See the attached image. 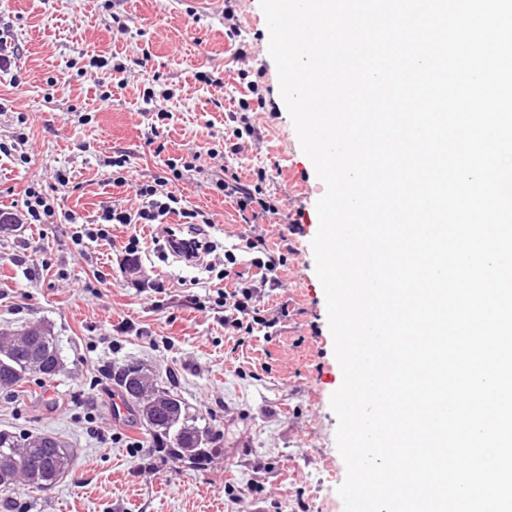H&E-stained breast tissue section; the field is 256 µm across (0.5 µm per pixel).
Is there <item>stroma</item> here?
Segmentation results:
<instances>
[{
  "label": "stroma",
  "mask_w": 512,
  "mask_h": 512,
  "mask_svg": "<svg viewBox=\"0 0 512 512\" xmlns=\"http://www.w3.org/2000/svg\"><path fill=\"white\" fill-rule=\"evenodd\" d=\"M0 38L19 49L16 68L0 70V211L23 213L32 186L56 212L53 223L0 231V332L48 324L62 358L53 379L0 391V429L51 433L74 452L50 490H0V512H344L337 489L347 471L331 406L343 375L312 248L326 186L281 98L260 0H236L231 19L224 0H0ZM114 60L124 72L112 70ZM149 73L159 81L147 82ZM252 80L265 99L256 133L240 154H225L234 140L225 113L250 98ZM161 109L173 118L159 127ZM120 154L124 186L110 166ZM181 156L198 167L172 191L215 222L203 262L176 261L148 224H116L109 239L74 244L66 214L86 223L106 206L137 210L132 182L167 176L166 160ZM260 167L281 212L245 224L215 184L225 169L246 183ZM60 170L68 186L56 181ZM134 233L137 270L124 252ZM258 238L283 256V286L260 303L265 325L242 335L211 305L225 250L250 272L263 249L246 243ZM131 361L219 434L222 453L206 468L158 459L105 374Z\"/></svg>",
  "instance_id": "obj_1"
}]
</instances>
